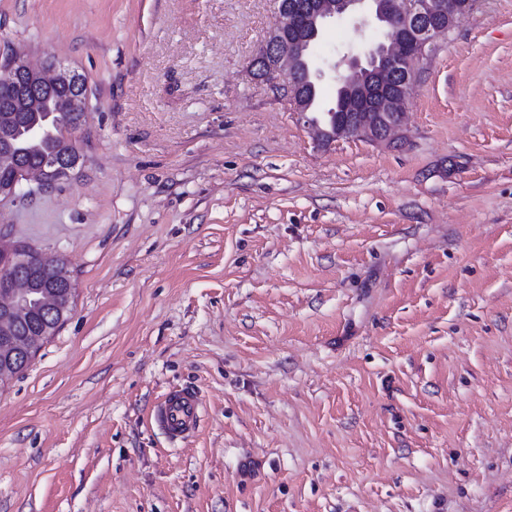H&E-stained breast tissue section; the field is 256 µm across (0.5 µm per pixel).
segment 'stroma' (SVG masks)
I'll return each mask as SVG.
<instances>
[{"label": "stroma", "instance_id": "1", "mask_svg": "<svg viewBox=\"0 0 512 512\" xmlns=\"http://www.w3.org/2000/svg\"><path fill=\"white\" fill-rule=\"evenodd\" d=\"M277 16L0 0V48L89 90L81 166L0 203L78 285L0 383V512H512V0L427 53L395 146L315 142L254 76ZM201 402L187 389L170 390L153 407L152 419L171 440H184L198 428Z\"/></svg>", "mask_w": 512, "mask_h": 512}]
</instances>
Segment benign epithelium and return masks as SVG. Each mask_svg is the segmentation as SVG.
<instances>
[{"instance_id":"benign-epithelium-1","label":"benign epithelium","mask_w":512,"mask_h":512,"mask_svg":"<svg viewBox=\"0 0 512 512\" xmlns=\"http://www.w3.org/2000/svg\"><path fill=\"white\" fill-rule=\"evenodd\" d=\"M474 0H279L278 20L253 59L254 74L275 93L290 100L321 143L362 137L376 144L404 139V120L416 81V61L426 56L438 38L456 21L474 11ZM351 17L360 33L373 24L386 29V40L350 51L333 64L341 86L336 107L312 115L315 85L322 72L309 66L310 50L329 21ZM0 202L17 197L22 181L35 175L43 185L64 169L66 158L46 167H29L19 160L12 130V113L41 112L45 94L57 87L80 84L83 76L63 63L30 65L17 52H0ZM75 283L66 259L22 252L0 242V382L20 373L37 344L52 335L44 327L37 336H19L39 301L51 309L57 323L71 313Z\"/></svg>"}]
</instances>
